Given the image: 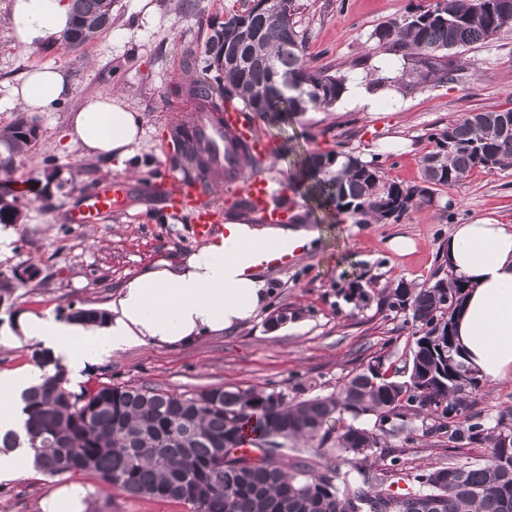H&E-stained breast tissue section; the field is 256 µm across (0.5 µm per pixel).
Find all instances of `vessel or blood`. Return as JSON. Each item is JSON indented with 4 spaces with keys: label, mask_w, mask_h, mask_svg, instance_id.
<instances>
[{
    "label": "vessel or blood",
    "mask_w": 512,
    "mask_h": 512,
    "mask_svg": "<svg viewBox=\"0 0 512 512\" xmlns=\"http://www.w3.org/2000/svg\"><path fill=\"white\" fill-rule=\"evenodd\" d=\"M195 127L199 138L209 144L216 154L224 152V136H235L254 157L266 155L268 148L265 139L258 133L247 114L240 112L234 104H227L222 123H215L208 113L196 116ZM207 174L197 172L191 178H166L163 195L172 210L191 209L193 222L191 236L195 242L206 243L227 235L228 228L222 222L223 208L212 200L206 190ZM247 207L253 217L267 225H278L285 221V210L277 203L279 190L267 177L255 175L242 183ZM127 189L117 184L84 195L78 208L70 214L74 224H92L101 216L125 210Z\"/></svg>",
    "instance_id": "b4317fda"
}]
</instances>
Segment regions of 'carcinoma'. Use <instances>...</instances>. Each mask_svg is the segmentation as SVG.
Returning <instances> with one entry per match:
<instances>
[{
  "instance_id": "cac0c4a2",
  "label": "carcinoma",
  "mask_w": 512,
  "mask_h": 512,
  "mask_svg": "<svg viewBox=\"0 0 512 512\" xmlns=\"http://www.w3.org/2000/svg\"><path fill=\"white\" fill-rule=\"evenodd\" d=\"M251 0L250 6L212 28L204 50L190 56L191 85H176L216 121L226 105L285 126L296 113L330 108L346 90L347 75L314 70L296 26L299 0ZM116 0H70L73 24L61 41L80 49L112 26ZM512 28V0H434L370 35L380 51L406 66L373 69L378 90L407 95L417 87L446 84L464 70L461 56ZM37 121L23 115L0 129V224L21 217L9 189L15 158L37 139ZM176 162L188 170L212 169L214 157L186 122L176 126ZM421 160L424 185L404 187L384 177L379 157L317 153L297 159L294 175L317 207L353 212L365 221L398 219L409 207L431 205L436 192L475 169L512 166V110L460 116L428 135ZM234 168L246 175L258 160L231 141ZM0 273V307H13L15 283ZM471 289L448 271L442 257L434 280L404 281L382 291L380 308L405 316L413 342L397 360L377 357L336 383V391L293 401L283 390L209 388L170 393L145 385L86 382L72 387L62 365L35 347L31 359L51 373L22 395L24 434H0V453L23 446L44 476L91 474L136 498L170 500L189 512H512V407L495 425L468 412L467 398L482 375L457 345L455 318ZM102 308L78 309L67 319L103 324ZM373 419L370 426L358 419ZM445 438L457 445L488 442L491 455L468 464L436 463L400 481L390 439L403 431ZM262 455L239 453L248 439ZM332 442L313 462L300 441Z\"/></svg>"
}]
</instances>
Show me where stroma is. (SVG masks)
<instances>
[{"label":"stroma","mask_w":512,"mask_h":512,"mask_svg":"<svg viewBox=\"0 0 512 512\" xmlns=\"http://www.w3.org/2000/svg\"><path fill=\"white\" fill-rule=\"evenodd\" d=\"M117 0L112 26L84 48L62 44L32 51L19 49L6 22L10 0H0V85L19 80L35 66L63 70L74 85L73 95L53 111L39 115V136L15 161L14 181L27 184L20 193L22 218L0 226L8 243L0 244V273L34 263L42 284L18 285L12 309L0 307V374L31 365L30 342L15 336L19 316L62 317L73 306L111 309L128 281L159 262L178 265L199 250L189 234L188 211L170 214L156 183L184 176L175 162L168 135L170 122L189 119L193 109H172V86L190 82V52L201 51L209 26L243 10L245 0ZM430 0H301L296 16L304 34L306 54L314 68L341 69L348 78H366L369 68H397L400 58L370 53L369 37L379 26L408 15ZM369 55L368 68L353 62ZM466 66L456 82L429 84L411 94L380 92L373 112L339 101L329 109L293 116L285 134L262 118L254 124L271 151L261 175L283 180L287 160L278 149L290 137L311 152L338 151L368 159L380 155L388 181L422 185L421 158L432 145L429 133L463 114L512 109V30L465 55ZM121 93L125 103L143 117V136L135 149V168L124 175L131 187L130 204L122 213L103 216L95 224H73L71 211L83 194L115 181L109 161L85 157L76 147L62 145L70 119L86 98ZM55 156L56 170L43 160ZM288 199V230L312 232L288 268L261 271L267 288L264 307L249 321L220 333L202 335L189 344L138 345L90 365L85 376L110 369L116 383L144 384L171 392L210 386L241 389L278 388L292 393L306 385L307 395L331 392L351 371L374 357L394 358L411 342L402 319L386 318L376 303L355 307L347 298L355 287L378 295L400 281L432 280L449 233L460 224L488 218L512 224V167L473 171L458 185L441 191L451 201L448 213L437 206L410 207L400 219L365 224L345 217L337 224L322 222L303 194L284 188ZM402 236L412 249L398 254L392 238ZM288 319L272 326L279 313ZM470 412L494 425L500 410L512 406V380L483 382L468 399ZM399 467L415 472L435 462L469 463L484 457L488 445L435 447L429 439L392 442ZM74 485L87 495L89 512H188L182 504L131 498L100 489L96 480L78 476ZM63 485L36 471L0 482V512H44L46 500Z\"/></svg>","instance_id":"1"}]
</instances>
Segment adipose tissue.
Returning <instances> with one entry per match:
<instances>
[{
	"label": "adipose tissue",
	"mask_w": 512,
	"mask_h": 512,
	"mask_svg": "<svg viewBox=\"0 0 512 512\" xmlns=\"http://www.w3.org/2000/svg\"><path fill=\"white\" fill-rule=\"evenodd\" d=\"M69 0H12L8 25L19 48L36 49L62 37L70 26ZM9 101L39 114L52 111L73 94L54 67L28 70L7 91ZM142 119L120 95L87 99L71 118L69 144L90 158H104L113 171L131 168L141 140ZM309 233L257 230L235 225L230 235L192 253L177 267L148 271L123 286L112 318L96 326L53 316H22L17 332L48 350L78 378L85 365L136 345L188 343L200 335L242 324L266 298L265 283L253 272L273 249L307 245ZM448 268L472 289L457 321L468 364L489 381L512 378V224L477 220L457 225L443 246ZM43 369L31 366L0 375V431L21 429V394L38 383Z\"/></svg>",
	"instance_id": "ef3b65f1"
}]
</instances>
